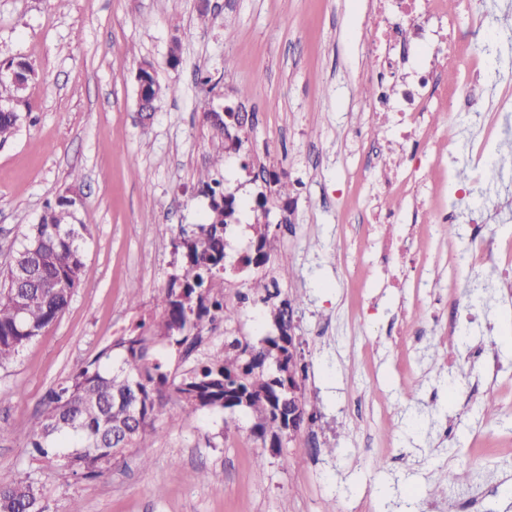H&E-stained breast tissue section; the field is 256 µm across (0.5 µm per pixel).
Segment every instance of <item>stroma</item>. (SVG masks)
Instances as JSON below:
<instances>
[{"label": "stroma", "mask_w": 512, "mask_h": 512, "mask_svg": "<svg viewBox=\"0 0 512 512\" xmlns=\"http://www.w3.org/2000/svg\"><path fill=\"white\" fill-rule=\"evenodd\" d=\"M375 0H0V61L21 56L37 75L22 107L19 131L0 145V267L27 226L81 173L85 206L84 268L65 312L0 368V472L32 476L50 512H448L472 498L474 512H512V289L497 282L490 302L475 301L474 320L438 327L411 348L396 347L403 314L430 315L429 296L381 287L355 267L358 215L374 192L362 153L374 145L390 163L386 174L428 171L432 156L409 159L390 130V115L372 113L368 34L380 21ZM433 28L481 26L472 53L484 56L493 85L512 83V0H442ZM178 43L180 64L168 50ZM152 62L168 85L149 126L137 120V71ZM212 81L201 85L198 72ZM242 106L254 114L242 150L220 168L240 205L225 234L224 300L233 316L226 331L251 340L269 333L264 307L241 305L254 270L238 256L253 243L251 205L266 193L273 244L269 263L288 261L283 297H302L295 334L305 397L315 422L280 452L263 448L240 414L223 432L218 411L158 420L150 447L136 448L100 477L71 476L33 458L27 433L45 393L93 360L128 328L165 287L181 229L200 223L209 201L195 189L197 173L215 160V132L198 108ZM502 144L494 170L468 188L496 233L512 239V98L501 109ZM439 124L459 129L443 152L474 171L470 132L492 114L439 111ZM286 172L296 182L292 204L258 169ZM291 206L289 228L279 225ZM438 229L422 270L432 289L448 290V245L468 242ZM464 271L458 291L472 292ZM477 386L465 402L461 386ZM494 397L495 418L480 402ZM469 469V484L448 487L449 472ZM214 475L212 488L200 479ZM446 491L434 495L436 485Z\"/></svg>", "instance_id": "1"}]
</instances>
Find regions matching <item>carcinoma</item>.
Masks as SVG:
<instances>
[{
	"instance_id": "cac0c4a2",
	"label": "carcinoma",
	"mask_w": 512,
	"mask_h": 512,
	"mask_svg": "<svg viewBox=\"0 0 512 512\" xmlns=\"http://www.w3.org/2000/svg\"><path fill=\"white\" fill-rule=\"evenodd\" d=\"M0 101L24 94L22 86L35 79L34 66L12 58L0 64ZM204 120L215 130L218 152H226L224 115L200 102ZM23 116L0 111V143L18 130ZM200 193L210 198L209 214L195 229L182 231L185 261L170 275L166 287L153 300L159 314L141 312L112 345L82 365L64 383L50 389L43 408L31 423L27 446L46 459L64 460L65 471L80 478L102 473L114 459L115 448H145L161 418L173 422L185 411L224 409L229 389L245 399L242 409L251 413L252 432L263 435L279 428L277 409L287 398L260 367L284 355V369L305 372L293 363L295 354L269 335L254 347L245 363V349L237 336L228 337L196 367L181 371L173 360L188 352L205 325L228 320L223 303L224 234L227 217L236 210V197L217 172L198 173ZM84 207L75 191L46 205L42 222L28 225L9 264L0 271V368L9 365L21 349L56 321L78 288L84 265L83 224L75 215ZM267 276L252 280L250 296L264 303L265 317L283 322L282 305L274 302ZM0 512H49L37 479L0 473Z\"/></svg>"
}]
</instances>
